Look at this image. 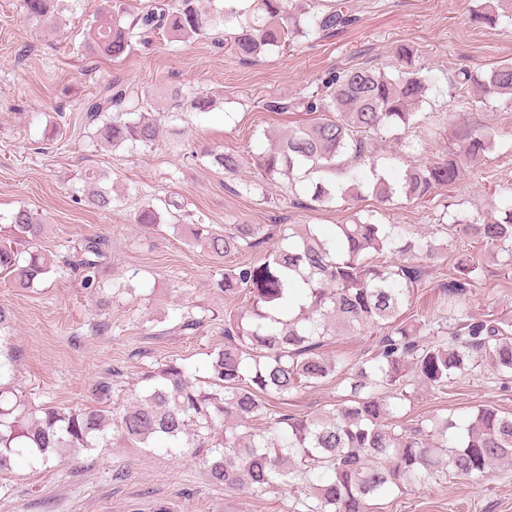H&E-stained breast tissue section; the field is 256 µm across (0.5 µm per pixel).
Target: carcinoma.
Here are the masks:
<instances>
[{
    "label": "carcinoma",
    "instance_id": "carcinoma-1",
    "mask_svg": "<svg viewBox=\"0 0 512 512\" xmlns=\"http://www.w3.org/2000/svg\"><path fill=\"white\" fill-rule=\"evenodd\" d=\"M156 0L139 13L126 0H112L110 18L90 27L88 48L120 57L140 34L158 30L190 40L224 24L228 50L243 60L280 53L300 38L323 39L349 26L352 15L340 8L299 13L288 0ZM25 17L39 25L61 19L65 0H21ZM435 75L416 70L352 68L328 74L327 94L308 97L306 111L322 117L297 126L256 158L263 178L300 179L325 173L344 156L362 159L370 138L384 129L406 132L420 125L415 108L427 99ZM457 88L473 85L480 98L497 99L512 110V62H500L484 74L460 70ZM214 99L197 94L176 100L184 112L205 113ZM86 123L99 141L114 149L153 146L160 126L142 111L139 95L118 79L103 80L88 102ZM491 135L472 129L461 136L452 156L411 166L399 186L377 173L349 170L338 183L321 176L307 185L318 204L353 197L366 186L380 202L399 194L423 201L439 186H451L465 164L489 151ZM212 163L227 173L240 166L233 153L210 151ZM86 202L100 211L115 198L85 175ZM499 212L480 211L457 221L459 232L474 244L504 253L512 265V186L497 193ZM181 204H165L169 219L154 206L140 208L133 222L153 232L181 217ZM191 244L222 260L240 255L267 238L262 224H231L218 232L208 224H177ZM289 233L258 261L243 260L224 269L216 288L243 296L250 307L224 315V347L208 354L207 376L190 380L185 364L171 359L145 372L146 386L117 416L95 405L37 408L0 382V473L28 455L48 465L60 448H110L109 429L127 441L167 449L207 448L208 477L228 492L266 493L278 486H301L304 497L293 512H366L368 502L435 476L478 479L501 464H512V414L492 405L452 416L403 423L398 402L409 399L415 384L443 393L469 371L486 365L512 377V338L503 322L473 316L462 296L478 268L474 253H464L444 290L454 326L401 317L420 282L424 266L442 258L429 236H416L399 224L355 222L336 225L331 237L314 228L288 225ZM44 225L25 208L11 215L8 234L0 237V275L17 288H31L50 271L39 250ZM106 239H85L80 252L63 266L84 275V286L106 255ZM384 329L370 357L353 365L327 357L321 348L332 336ZM345 376L347 394L315 415L293 416L273 409L301 391L336 375ZM267 415V426L250 429V419Z\"/></svg>",
    "mask_w": 512,
    "mask_h": 512
}]
</instances>
